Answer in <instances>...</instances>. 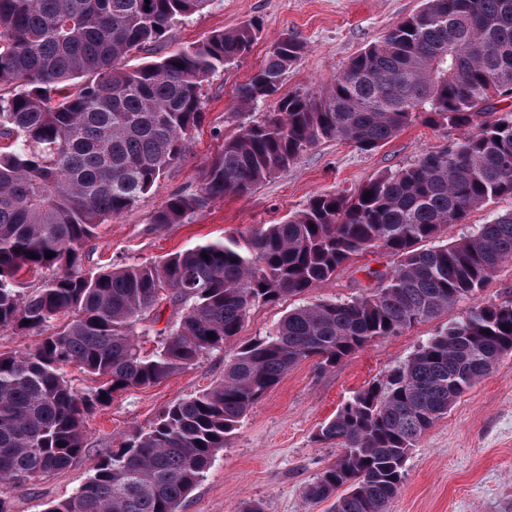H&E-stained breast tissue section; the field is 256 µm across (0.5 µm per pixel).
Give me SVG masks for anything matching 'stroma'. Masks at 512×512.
<instances>
[{
	"mask_svg": "<svg viewBox=\"0 0 512 512\" xmlns=\"http://www.w3.org/2000/svg\"><path fill=\"white\" fill-rule=\"evenodd\" d=\"M420 4L421 0H212L202 12L176 24L158 54L254 20L262 31L248 56L208 77L204 120L190 132L184 157L135 207L100 227L85 247L86 269L157 261L198 243L249 235L262 225L280 223L316 194L355 190L423 151L440 148L446 141L444 129L419 122L371 152L344 140L325 139L303 151L286 173L267 179L249 194L213 200L180 224L158 229L151 222L173 194L201 189L206 164L224 137L249 122V114L235 106V89L258 69L272 42L292 35L307 47L286 73L281 94L317 95L345 62ZM388 265L384 254H364L309 296L343 301L366 293L369 271ZM287 310L284 302L254 304L235 342L224 350L204 354L160 384L128 389L110 405L94 410L85 420V450L68 469L11 492L13 512H43L45 504L70 496L124 435L149 428L172 402L219 382L237 345L268 335ZM444 323L440 317L415 324L323 372L309 361L294 366L242 419L180 512H242L253 500L262 502L264 512H325L326 503L311 502L304 495L306 486L338 455L337 448L316 441L319 425L354 392L385 381ZM389 512H512V356L464 393L412 449L406 478Z\"/></svg>",
	"mask_w": 512,
	"mask_h": 512,
	"instance_id": "35a3bbf8",
	"label": "stroma"
}]
</instances>
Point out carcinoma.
<instances>
[{"label":"carcinoma","mask_w":512,"mask_h":512,"mask_svg":"<svg viewBox=\"0 0 512 512\" xmlns=\"http://www.w3.org/2000/svg\"><path fill=\"white\" fill-rule=\"evenodd\" d=\"M210 2L0 0V139L12 141L0 151V331L51 329L31 351L0 353V512H11L5 490L73 464L93 410L224 349L254 304L300 297L366 252L393 257L377 288L289 310L273 333L239 348L219 383L124 436L87 482L44 512H178L242 418L294 365L312 360L325 370L446 316L386 382L355 392L316 434L340 452L307 499L331 501L328 512H388L410 450L512 354V299L479 300L512 261V212L442 238L469 211L512 197V111L494 117L512 99V0H422L319 97L278 96L305 53L303 41L278 39L236 91L239 109L272 99L274 110L224 139L202 191L172 196L153 215L156 227L252 191L323 139L373 151L419 121L458 137L351 193L318 194L247 237L83 272L99 226L184 157L203 118L204 80L259 38L253 21L132 69L122 64ZM23 270L41 273V284L24 288ZM463 300L473 305L456 317ZM164 306L176 317L159 329ZM151 334L157 347L145 353L138 339ZM70 367L97 386L74 387Z\"/></svg>","instance_id":"carcinoma-1"}]
</instances>
